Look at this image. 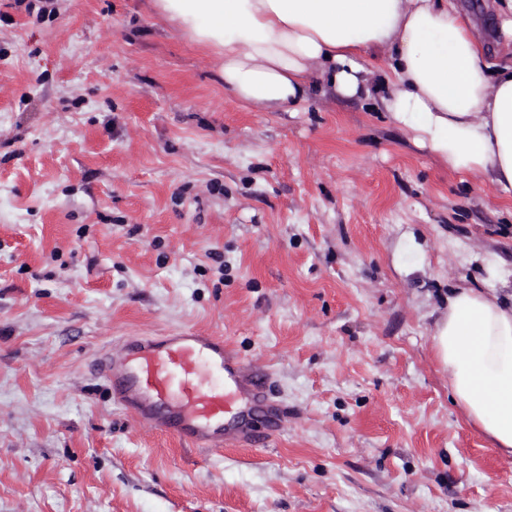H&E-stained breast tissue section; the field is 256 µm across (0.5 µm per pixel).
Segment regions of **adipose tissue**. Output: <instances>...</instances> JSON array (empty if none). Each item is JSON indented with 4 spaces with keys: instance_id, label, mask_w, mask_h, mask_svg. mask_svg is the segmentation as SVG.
Instances as JSON below:
<instances>
[{
    "instance_id": "adipose-tissue-1",
    "label": "adipose tissue",
    "mask_w": 512,
    "mask_h": 512,
    "mask_svg": "<svg viewBox=\"0 0 512 512\" xmlns=\"http://www.w3.org/2000/svg\"><path fill=\"white\" fill-rule=\"evenodd\" d=\"M153 2L245 106L293 113L318 90L378 100L450 171L512 199V65L488 60L458 0ZM432 353L467 422L512 457V271L492 264L484 286L451 289Z\"/></svg>"
}]
</instances>
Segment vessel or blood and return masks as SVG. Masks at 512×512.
I'll list each match as a JSON object with an SVG mask.
<instances>
[{
  "instance_id": "obj_1",
  "label": "vessel or blood",
  "mask_w": 512,
  "mask_h": 512,
  "mask_svg": "<svg viewBox=\"0 0 512 512\" xmlns=\"http://www.w3.org/2000/svg\"><path fill=\"white\" fill-rule=\"evenodd\" d=\"M96 373L140 425L202 449L257 446L287 416L270 395L269 372L248 366L223 337L192 329L126 341Z\"/></svg>"
}]
</instances>
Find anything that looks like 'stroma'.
Listing matches in <instances>:
<instances>
[{
    "mask_svg": "<svg viewBox=\"0 0 512 512\" xmlns=\"http://www.w3.org/2000/svg\"><path fill=\"white\" fill-rule=\"evenodd\" d=\"M512 208L364 98L257 112L151 0H0V512H512L432 355ZM191 328L270 370L264 447L197 449L92 363Z\"/></svg>",
    "mask_w": 512,
    "mask_h": 512,
    "instance_id": "1",
    "label": "stroma"
}]
</instances>
